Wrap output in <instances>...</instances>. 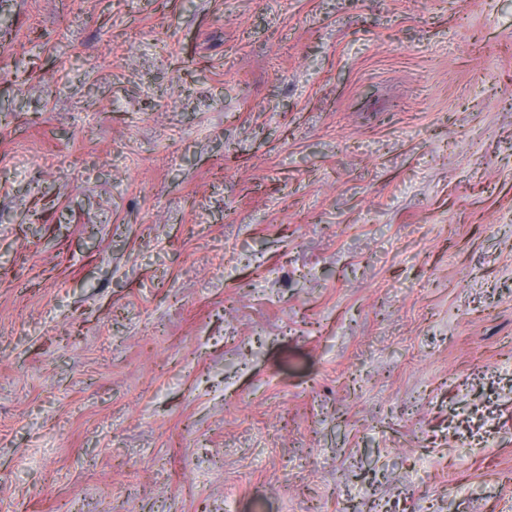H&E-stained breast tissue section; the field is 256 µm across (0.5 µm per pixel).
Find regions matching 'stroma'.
I'll list each match as a JSON object with an SVG mask.
<instances>
[{
    "instance_id": "stroma-1",
    "label": "stroma",
    "mask_w": 512,
    "mask_h": 512,
    "mask_svg": "<svg viewBox=\"0 0 512 512\" xmlns=\"http://www.w3.org/2000/svg\"><path fill=\"white\" fill-rule=\"evenodd\" d=\"M512 512V0H0V512Z\"/></svg>"
}]
</instances>
